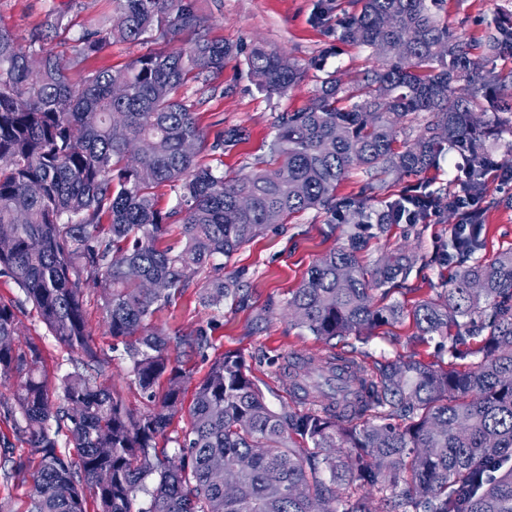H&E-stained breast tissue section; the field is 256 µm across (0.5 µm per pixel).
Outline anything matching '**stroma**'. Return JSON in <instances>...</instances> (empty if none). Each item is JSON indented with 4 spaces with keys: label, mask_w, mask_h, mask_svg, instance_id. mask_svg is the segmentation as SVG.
Wrapping results in <instances>:
<instances>
[{
    "label": "stroma",
    "mask_w": 512,
    "mask_h": 512,
    "mask_svg": "<svg viewBox=\"0 0 512 512\" xmlns=\"http://www.w3.org/2000/svg\"><path fill=\"white\" fill-rule=\"evenodd\" d=\"M204 17L208 39L224 42L233 54L223 71L209 84L188 83L181 91L196 112L207 137L232 129H244L243 138L225 151L222 171L244 176L257 162L269 159L275 124L281 113L309 107L327 76L343 84L378 67L379 61L369 49L341 41L339 20L360 10L359 0H194ZM115 6L112 0H0V25L8 27L19 45L39 54L51 52L69 61L68 75L80 81L88 74L124 67L145 53L171 51L188 46L191 37L154 36L149 41H114L90 56H76L74 47L83 32L107 27ZM512 14V0H447L443 20L465 41L478 42L498 19ZM62 26H55V18ZM277 49L302 71L300 80L286 93L267 94L254 78L248 58L255 47ZM463 163L454 151H443L438 167L415 182L429 191L454 187ZM410 179L390 181L389 191L407 190ZM488 205L481 231L480 257L492 259L512 248V183L497 176L487 179ZM457 219L446 213L433 215L428 223L417 226L389 225L385 233L369 241L360 254L364 265L374 266L384 255L408 247L419 260L408 279L388 295V302L413 308L422 300L437 296L453 268L437 255L448 241V229ZM347 243L345 225H332L322 210L293 215L288 223L274 225L254 238L231 257H217L216 266L223 275L244 272L246 299L225 300L220 307L205 305L199 286H192L154 317L157 324L169 328L205 329L211 346L206 356H180L179 364L190 376L186 393H193L212 358L227 351L240 352L250 377L264 390L275 411L293 410V388L287 377L278 373L283 356L290 353L318 357L328 351L343 352L356 348L367 365L414 355L424 363L443 366L448 361L446 342L434 336L418 341L412 319L375 329L366 342L350 344L336 338L325 343L304 328L288 322L284 310L307 270L319 257ZM0 300L13 305L21 323L18 345L36 341L42 350V366L49 379H57L71 370L70 352L51 336L23 292L9 276H0ZM84 310L97 347L105 352L107 367L100 377L103 385H116L126 408L134 414L150 410L128 377L129 362L123 345L114 344L105 333L103 300L99 290L84 293ZM29 474L0 468V512H27L31 490Z\"/></svg>",
    "instance_id": "1"
}]
</instances>
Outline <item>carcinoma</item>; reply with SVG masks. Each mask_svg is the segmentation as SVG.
<instances>
[{
    "label": "carcinoma",
    "instance_id": "carcinoma-1",
    "mask_svg": "<svg viewBox=\"0 0 512 512\" xmlns=\"http://www.w3.org/2000/svg\"><path fill=\"white\" fill-rule=\"evenodd\" d=\"M113 2L112 25L80 36L78 55L155 32L194 40L74 83L64 59L33 60L0 26V274L79 355L50 381L36 343L15 350L19 321L0 301V379H16L7 414L39 457L30 512H310L314 501L321 512H512V248L489 262L477 257L486 133L512 132V74H482L470 44L439 17L438 0H360L340 38L384 64L351 88L324 79L312 106L281 115L272 166L226 178L201 155L236 145L242 131L207 142L180 90L222 72L231 47L202 35L193 0ZM482 46L487 57L512 58V20ZM248 63L269 94L300 78L275 50L256 48ZM481 100L493 110L485 121L474 112ZM446 147L467 162L457 188L386 198L388 178L427 172ZM352 168L366 175L361 194L336 197ZM162 186L177 207H159ZM463 199L477 202L476 217L442 251L455 265L448 288L410 310L376 305L372 291L407 280L414 259L399 252L364 268L366 233L459 215ZM312 209L340 215L347 245L307 270L287 303L296 324L325 343L361 341L409 317L415 338L448 340V367L412 355L372 367L352 351L293 355L284 370L304 397L278 413L244 357L226 352L196 384L178 464L169 465L160 441L189 379L171 352L202 356L210 342L202 328L155 324L156 312L216 257ZM174 224L180 239L167 244ZM89 280L101 290L107 335L124 341L133 383L156 409L135 416L97 384L105 358L83 309ZM241 283L240 273L210 275L200 297L219 307ZM454 327L465 333L450 335ZM215 460L234 476L231 495L211 480ZM141 493L148 504L136 508Z\"/></svg>",
    "mask_w": 512,
    "mask_h": 512
}]
</instances>
